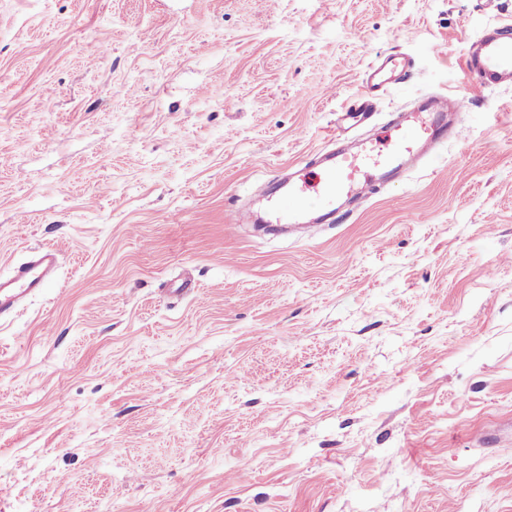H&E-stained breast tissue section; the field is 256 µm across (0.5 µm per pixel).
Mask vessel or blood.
<instances>
[{"label": "vessel or blood", "instance_id": "b4317fda", "mask_svg": "<svg viewBox=\"0 0 512 512\" xmlns=\"http://www.w3.org/2000/svg\"><path fill=\"white\" fill-rule=\"evenodd\" d=\"M464 69L483 90L511 87L512 28L500 23L492 25L467 46ZM407 73L404 56H388L377 84L385 88L402 82ZM463 110V104L448 94L431 95L408 119L392 123L386 148L367 143L355 152L330 153L316 188V204H309L305 182L262 185L259 194L269 204L265 211L267 223L289 225L297 235L310 234L315 222L333 223L342 198L369 197L379 184L403 177L422 156L444 145L449 136H460ZM57 271L56 251L34 248L28 261L17 265L11 275L0 277V318L41 293Z\"/></svg>", "mask_w": 512, "mask_h": 512}]
</instances>
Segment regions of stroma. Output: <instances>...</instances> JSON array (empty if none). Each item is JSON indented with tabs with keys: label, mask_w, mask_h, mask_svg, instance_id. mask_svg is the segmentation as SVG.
I'll use <instances>...</instances> for the list:
<instances>
[{
	"label": "stroma",
	"mask_w": 512,
	"mask_h": 512,
	"mask_svg": "<svg viewBox=\"0 0 512 512\" xmlns=\"http://www.w3.org/2000/svg\"><path fill=\"white\" fill-rule=\"evenodd\" d=\"M495 22L512 0H0V277L60 259L0 320V512H512V87L462 68ZM433 92L464 133L428 165L310 238L228 224ZM381 68H377L374 73H378ZM408 73V62L402 55H390L385 60V66L378 73L375 86L388 87L391 84L402 82Z\"/></svg>",
	"instance_id": "stroma-1"
}]
</instances>
